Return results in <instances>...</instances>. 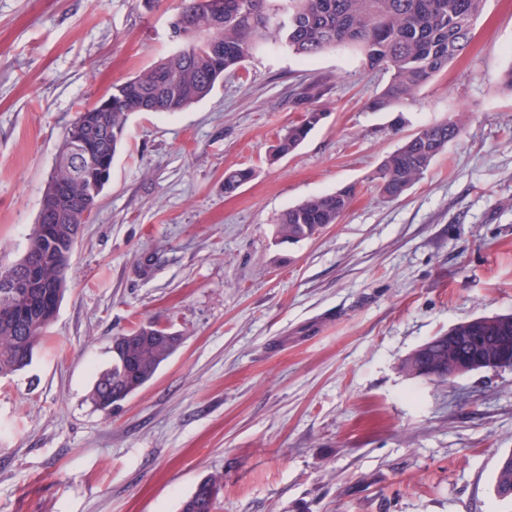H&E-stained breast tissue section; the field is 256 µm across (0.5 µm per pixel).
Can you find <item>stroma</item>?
<instances>
[{
	"mask_svg": "<svg viewBox=\"0 0 512 512\" xmlns=\"http://www.w3.org/2000/svg\"><path fill=\"white\" fill-rule=\"evenodd\" d=\"M178 0H0V266L24 254L79 110L172 50ZM512 0H485L465 53L413 105L376 112L389 76L337 48L256 49L212 93L137 112L31 363L0 377V512H512V369L440 382L412 351L512 314ZM320 124L273 149L309 109ZM463 134L400 198L382 161L426 125ZM253 176L233 194L226 171ZM355 186L339 223L278 243L304 200ZM182 338L105 413L90 400L114 336ZM495 492L502 499H512V455H507L499 463L495 477ZM215 482L213 477L201 480L192 495L183 502L181 512H213L215 497L211 494V488Z\"/></svg>",
	"mask_w": 512,
	"mask_h": 512,
	"instance_id": "35a3bbf8",
	"label": "stroma"
}]
</instances>
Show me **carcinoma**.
<instances>
[{
    "label": "carcinoma",
    "instance_id": "1",
    "mask_svg": "<svg viewBox=\"0 0 512 512\" xmlns=\"http://www.w3.org/2000/svg\"><path fill=\"white\" fill-rule=\"evenodd\" d=\"M484 0H224L216 14L211 0H180L175 16L189 27L179 47L139 75L112 85V111L86 107L69 124L65 140L94 138L102 156L112 160L122 147L135 112H181L207 97L224 72L241 64L259 46L285 49L313 59L339 46L357 48L368 68L389 73L372 108L385 111L415 102L422 85L462 55L473 37ZM322 120L307 111L279 138L276 153L293 152ZM461 119L427 125L388 155L376 172L380 193L399 198L418 182L448 144L463 132ZM83 159L58 156L49 186L63 183L66 198L46 191L37 225L29 237L25 271H36L41 287L17 306H0V377L26 367L53 317L44 311L59 302L65 273L82 225L97 212L107 181L93 187L82 178ZM252 177L249 169L224 173V193L232 194ZM354 196L350 187L313 196L281 214L275 238L299 242L327 224L338 223ZM111 362L102 370L90 398L101 410L123 401L153 378L180 344V337L156 322H144L127 339H113ZM481 360L512 357V315L480 318L458 325L453 338L441 334L424 344L421 376L447 381L456 377L458 355ZM215 478L200 481L181 512H214ZM495 492L512 499V457H504Z\"/></svg>",
    "mask_w": 512,
    "mask_h": 512
}]
</instances>
